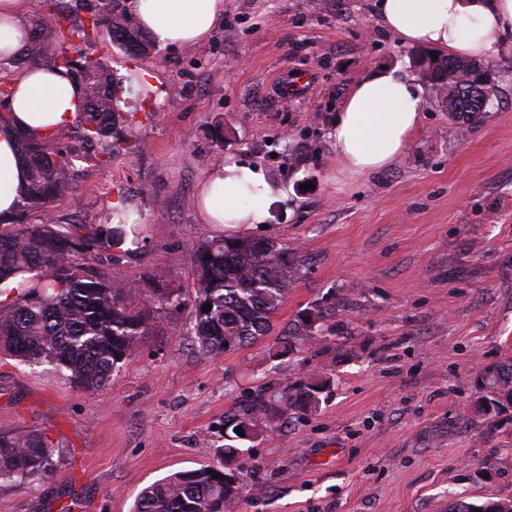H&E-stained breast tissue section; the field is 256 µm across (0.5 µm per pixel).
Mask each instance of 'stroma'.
Segmentation results:
<instances>
[{"label": "stroma", "instance_id": "1", "mask_svg": "<svg viewBox=\"0 0 512 512\" xmlns=\"http://www.w3.org/2000/svg\"><path fill=\"white\" fill-rule=\"evenodd\" d=\"M93 41L133 121L111 164L78 163L69 195L32 223L105 224L123 199L137 244L77 260L116 289L193 296L192 244L225 235L276 239L301 277L271 336L218 356L199 351L190 307L158 314L100 389L0 353V433L40 431L62 452L43 482L1 488L0 512H130L143 487L215 459L241 399L314 372L331 380L318 410L264 421L234 464L229 512H448L512 498V406L474 410L477 375L512 364V52L489 61L485 112L453 118L425 87L407 151L349 177L330 138L348 89L384 66L414 72L420 51L385 30L378 0H224L204 44L146 59L106 30ZM143 72L155 90L128 82ZM230 157L260 160L285 189L265 224L199 222L195 193ZM312 302L341 311L283 353Z\"/></svg>", "mask_w": 512, "mask_h": 512}]
</instances>
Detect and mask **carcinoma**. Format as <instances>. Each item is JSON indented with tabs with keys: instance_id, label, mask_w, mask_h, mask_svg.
I'll return each mask as SVG.
<instances>
[{
	"instance_id": "obj_1",
	"label": "carcinoma",
	"mask_w": 512,
	"mask_h": 512,
	"mask_svg": "<svg viewBox=\"0 0 512 512\" xmlns=\"http://www.w3.org/2000/svg\"><path fill=\"white\" fill-rule=\"evenodd\" d=\"M88 16L75 19L70 11L53 13L54 20L36 19L25 46L16 55L0 57V67L21 68L49 62L65 68L83 94L82 120L67 131L71 144L45 142L23 135L20 152L28 169V189L16 217L0 225V284L19 279L17 295L0 302V350L26 362L49 363L79 386L94 390L107 385L118 361L129 358L155 326V314L185 306L181 289H159L147 297L132 286L117 290L93 276L81 275L76 258L119 248L128 237L131 213L111 212L107 224H30L27 214L46 207L70 191L67 174L76 163L112 158V138L127 123L111 67L89 63L92 38L102 27L129 38L121 45L131 57L158 53L156 44L121 5V0H76ZM77 56H71V53ZM417 65L427 70L431 85L444 72L427 53ZM195 297L191 308L199 350L222 355L231 342L243 347L269 335L288 288L300 275L301 260L269 237L211 238L192 246ZM210 304V311L204 305ZM311 304L298 313L288 351L295 344L316 340L315 327L335 315V308ZM326 378L306 376L274 403L263 397L248 401L237 412L265 420L275 411L307 413L319 405ZM483 395L476 400L491 417L512 405V367H489L478 379ZM48 437L35 431L0 433V487L35 484L50 477L60 456ZM236 497L224 487V461L176 472L145 487L133 512H224ZM512 512V503L457 501L448 512Z\"/></svg>"
}]
</instances>
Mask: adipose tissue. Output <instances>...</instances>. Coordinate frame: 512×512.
I'll list each match as a JSON object with an SVG mask.
<instances>
[{"instance_id": "adipose-tissue-1", "label": "adipose tissue", "mask_w": 512, "mask_h": 512, "mask_svg": "<svg viewBox=\"0 0 512 512\" xmlns=\"http://www.w3.org/2000/svg\"><path fill=\"white\" fill-rule=\"evenodd\" d=\"M25 0H0V55L21 49L30 33ZM127 11L158 45H199L218 24L223 0H126ZM384 26L403 42L454 57H492L512 49V0H380ZM0 115V221L13 218L28 185L18 135L53 139L73 127L82 94L69 73L47 62L10 83ZM422 88L413 77L378 69L358 80L336 114L330 136L340 172L361 176L400 158L420 125ZM277 191L261 166L226 161L205 176L194 206L204 224L263 223Z\"/></svg>"}]
</instances>
